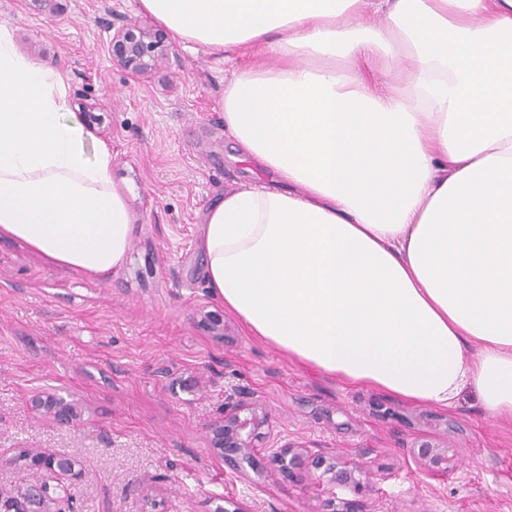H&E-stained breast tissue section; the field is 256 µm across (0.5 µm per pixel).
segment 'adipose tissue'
Listing matches in <instances>:
<instances>
[{"instance_id": "adipose-tissue-1", "label": "adipose tissue", "mask_w": 512, "mask_h": 512, "mask_svg": "<svg viewBox=\"0 0 512 512\" xmlns=\"http://www.w3.org/2000/svg\"><path fill=\"white\" fill-rule=\"evenodd\" d=\"M188 49L254 57L224 128L273 174L203 215L248 332L413 402L512 420V0H139ZM65 82L0 31V235L118 270L136 217Z\"/></svg>"}]
</instances>
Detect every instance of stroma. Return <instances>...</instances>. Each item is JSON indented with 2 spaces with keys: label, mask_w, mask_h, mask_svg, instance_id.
<instances>
[{
  "label": "stroma",
  "mask_w": 512,
  "mask_h": 512,
  "mask_svg": "<svg viewBox=\"0 0 512 512\" xmlns=\"http://www.w3.org/2000/svg\"><path fill=\"white\" fill-rule=\"evenodd\" d=\"M0 0V27L21 55L66 78V111L92 113L91 143L112 152V177L136 214L122 267L107 276L58 266L0 235V488L34 474L19 451L74 457V512H321L327 484L275 472L265 451L240 468L213 450L224 407L258 403L275 434L336 455L370 476L342 490L355 512H512V422L469 395L453 408L350 385L248 336L213 297L197 247L205 210L230 188L266 179L237 161L224 129L230 64L169 42L134 79L113 63L112 32L138 0ZM226 328L216 338L212 320ZM55 393L73 426L31 409ZM448 446L452 465L425 475L408 449Z\"/></svg>",
  "instance_id": "35a3bbf8"
}]
</instances>
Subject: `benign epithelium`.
Returning a JSON list of instances; mask_svg holds the SVG:
<instances>
[{
  "instance_id": "obj_1",
  "label": "benign epithelium",
  "mask_w": 512,
  "mask_h": 512,
  "mask_svg": "<svg viewBox=\"0 0 512 512\" xmlns=\"http://www.w3.org/2000/svg\"><path fill=\"white\" fill-rule=\"evenodd\" d=\"M112 61L125 68L134 77H142L157 68L167 56L163 31L146 22L134 21L116 29L109 42ZM35 410H45L64 425L78 419L76 409L64 399L47 394L32 401ZM272 425L262 407L252 402L239 401L224 407V418L213 427L214 451L233 463L249 462L257 450L256 442L271 437ZM271 461L279 469L300 482L325 481L332 487L361 485L360 469L346 462H338L321 453H313L297 442H272L266 448ZM410 453L428 474L444 473L449 469L447 445L435 438L422 439L410 447ZM27 466L38 472L81 476L74 459L64 454L26 453ZM71 496H54L44 481L34 480L25 488L11 494L0 491V512H66Z\"/></svg>"
}]
</instances>
